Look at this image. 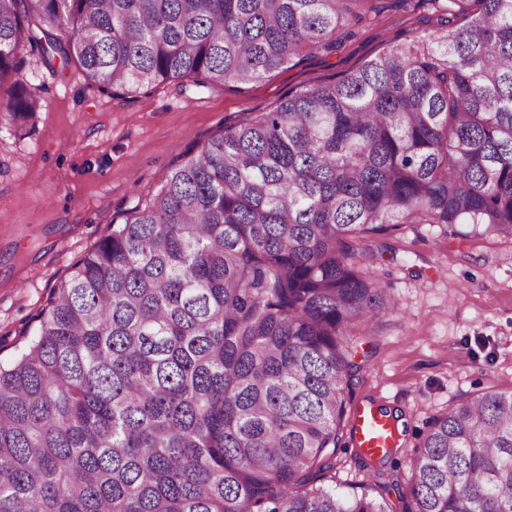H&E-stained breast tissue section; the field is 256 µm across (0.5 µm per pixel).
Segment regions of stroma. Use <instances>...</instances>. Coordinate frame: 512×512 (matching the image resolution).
Instances as JSON below:
<instances>
[{"mask_svg":"<svg viewBox=\"0 0 512 512\" xmlns=\"http://www.w3.org/2000/svg\"><path fill=\"white\" fill-rule=\"evenodd\" d=\"M373 21L334 52L306 50L248 84L199 88L169 81L113 97L76 67L48 71L29 60L23 78L47 108L25 127L0 117V362L75 261L148 200L172 169L244 112H266L291 92L333 80L390 43L447 26L431 0H382ZM466 224H400L381 241L395 258L371 263L395 309L359 338L358 366L342 421L336 467L324 482L351 497L385 495L373 462L352 446L351 413L374 404L393 419L401 446L387 462L406 482L429 421L459 397L512 392V238L466 240Z\"/></svg>","mask_w":512,"mask_h":512,"instance_id":"35a3bbf8","label":"stroma"}]
</instances>
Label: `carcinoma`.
Segmentation results:
<instances>
[{"mask_svg": "<svg viewBox=\"0 0 512 512\" xmlns=\"http://www.w3.org/2000/svg\"><path fill=\"white\" fill-rule=\"evenodd\" d=\"M372 0H0V84L79 65L122 96L333 51ZM240 116L79 260L0 363V512H389L319 480L353 345L394 310L356 260L397 224L512 237V0ZM403 512H512V393L428 423Z\"/></svg>", "mask_w": 512, "mask_h": 512, "instance_id": "carcinoma-1", "label": "carcinoma"}]
</instances>
